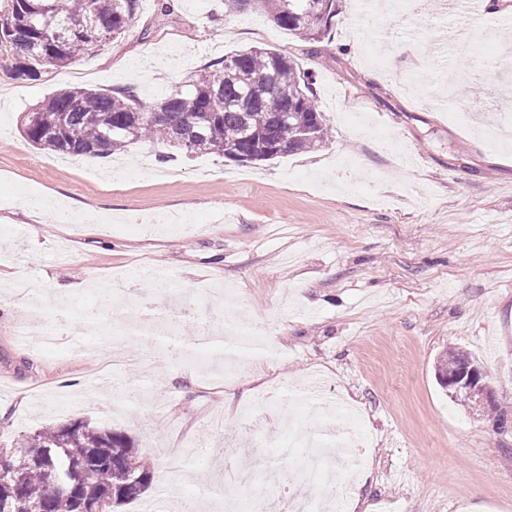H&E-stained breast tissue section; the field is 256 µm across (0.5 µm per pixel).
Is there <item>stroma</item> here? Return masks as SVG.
Wrapping results in <instances>:
<instances>
[{
	"mask_svg": "<svg viewBox=\"0 0 512 512\" xmlns=\"http://www.w3.org/2000/svg\"><path fill=\"white\" fill-rule=\"evenodd\" d=\"M338 0L335 24L310 44L260 10L225 0H141L133 26L71 65L18 78L0 49V447L40 426L84 419L124 431L157 465L153 488L122 512H174L196 491L199 512H225V475L244 451L267 461L262 490L288 491L292 470L257 437H368L350 495L372 512H512V428L451 400L436 359L458 348L492 376L512 414V50L490 17L448 12L444 0L391 13ZM274 48L313 73L326 144L270 162L210 155L159 163L138 143L81 158L32 146L20 130L32 106L65 86L134 89L146 101L245 47ZM41 207L21 211L22 200ZM91 210L92 224L57 213ZM192 227L169 231L170 214ZM40 234L31 237L30 226ZM122 274L176 335L199 318H233L272 336L280 356H250L225 377L228 345L179 346L143 334L136 370L95 380L111 314L99 325L56 314L69 348L30 351L18 339V293L37 284L54 309ZM322 385L357 419L323 421L302 404L296 422L256 397L272 382ZM138 384L137 404L112 406L110 387ZM200 439L205 477L184 451Z\"/></svg>",
	"mask_w": 512,
	"mask_h": 512,
	"instance_id": "1",
	"label": "stroma"
}]
</instances>
